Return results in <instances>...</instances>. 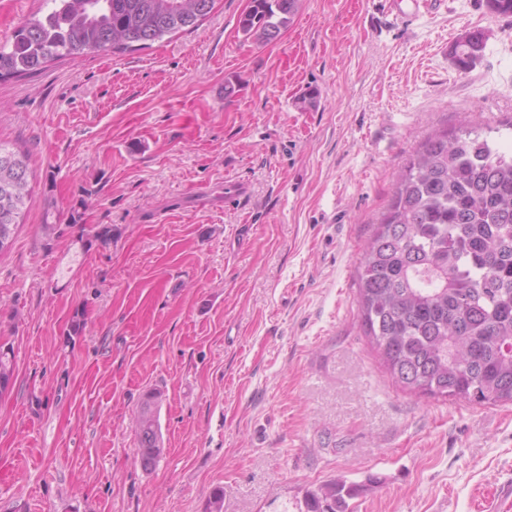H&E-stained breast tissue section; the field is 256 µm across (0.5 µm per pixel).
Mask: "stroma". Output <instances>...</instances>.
I'll return each mask as SVG.
<instances>
[{
    "label": "stroma",
    "mask_w": 512,
    "mask_h": 512,
    "mask_svg": "<svg viewBox=\"0 0 512 512\" xmlns=\"http://www.w3.org/2000/svg\"><path fill=\"white\" fill-rule=\"evenodd\" d=\"M249 6L0 79V142L34 169L0 253V512H206L218 488L224 512H296L335 480L363 486L355 512H478L512 477V404L396 388L357 305L366 245L433 131L497 127L512 151V17L444 0L402 24L376 0H300L260 45L238 28ZM475 29L483 55L459 70ZM469 33L468 39H459L452 49V60L460 70H467L478 60L485 47V38L481 41L483 32L474 30ZM157 398V392L145 395L137 419L140 462L146 470L156 465L163 452Z\"/></svg>",
    "instance_id": "35a3bbf8"
}]
</instances>
